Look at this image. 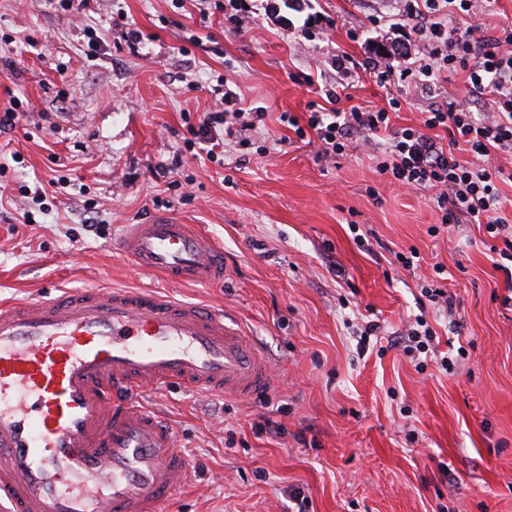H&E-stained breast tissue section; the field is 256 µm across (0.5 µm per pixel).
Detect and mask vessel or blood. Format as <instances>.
Returning <instances> with one entry per match:
<instances>
[{"instance_id": "b4317fda", "label": "vessel or blood", "mask_w": 512, "mask_h": 512, "mask_svg": "<svg viewBox=\"0 0 512 512\" xmlns=\"http://www.w3.org/2000/svg\"><path fill=\"white\" fill-rule=\"evenodd\" d=\"M118 250L173 283L224 280V253L169 214ZM266 359L223 311L137 288L0 304V512H164L190 458L143 396L179 384L248 398Z\"/></svg>"}]
</instances>
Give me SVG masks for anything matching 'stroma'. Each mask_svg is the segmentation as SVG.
<instances>
[{
	"instance_id": "1",
	"label": "stroma",
	"mask_w": 512,
	"mask_h": 512,
	"mask_svg": "<svg viewBox=\"0 0 512 512\" xmlns=\"http://www.w3.org/2000/svg\"><path fill=\"white\" fill-rule=\"evenodd\" d=\"M319 3L337 28L310 41L262 17L230 32L197 0H0V113H20L0 131V300L154 287L258 344L275 375L263 394L145 393L194 460L172 512H297L299 493L306 512H512V282L484 225L430 234L428 192L381 180L379 146L356 137L326 160L280 122L318 99L299 73L334 49L363 61L365 38L389 43L399 21L392 0ZM219 74L267 115L249 147L210 156L188 122L213 111ZM157 211L222 246L223 283L161 282L114 250ZM412 248L417 269L394 265ZM438 265L458 304L457 332L433 323L454 373L399 348L358 354L367 321L388 337L419 314Z\"/></svg>"
}]
</instances>
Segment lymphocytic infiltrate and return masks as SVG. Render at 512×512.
Wrapping results in <instances>:
<instances>
[{"mask_svg": "<svg viewBox=\"0 0 512 512\" xmlns=\"http://www.w3.org/2000/svg\"><path fill=\"white\" fill-rule=\"evenodd\" d=\"M496 0H395L398 16L406 20L390 47L371 48L364 61L344 54L329 56L330 78L304 74L305 85L313 87L325 102L310 110L305 121L289 113L280 120L297 136L314 132L319 154L328 159L342 154L354 136L371 137L383 131L392 137L377 158L376 172L401 186L430 192L438 210L432 233L451 224H482L491 238L501 239L495 247V266L512 279V220L502 214L498 185L512 182V171L499 164V157L512 156V23L496 28L493 35H480L477 26H464V19L492 10ZM265 15L291 36L311 38L333 29L335 19L312 10L310 0H224V16L230 30L238 32L255 16ZM406 59L395 69L394 58ZM466 71L464 91L455 98L439 96L422 111L416 124L392 129L391 114L401 101L393 97L387 106L340 109L345 91L361 73L387 86L400 82L407 88L431 89L446 74ZM223 90L222 110L205 113L191 129L199 141L219 147L228 137L248 144V131L263 123V107L241 108V98L218 79ZM484 98L493 106L491 115L480 118L467 106L469 99ZM444 130L447 142L437 141L433 130ZM467 146L471 157L458 159L454 147Z\"/></svg>", "mask_w": 512, "mask_h": 512, "instance_id": "1", "label": "lymphocytic infiltrate"}]
</instances>
